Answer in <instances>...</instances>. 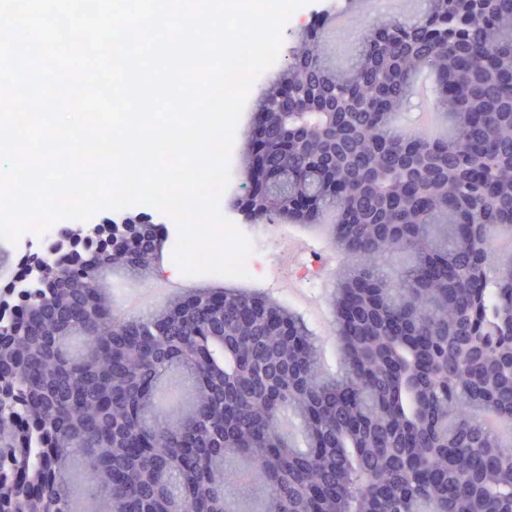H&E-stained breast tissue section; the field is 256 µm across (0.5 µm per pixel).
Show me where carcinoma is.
<instances>
[{"instance_id":"obj_1","label":"carcinoma","mask_w":512,"mask_h":512,"mask_svg":"<svg viewBox=\"0 0 512 512\" xmlns=\"http://www.w3.org/2000/svg\"><path fill=\"white\" fill-rule=\"evenodd\" d=\"M434 76L448 136L400 118ZM288 111L279 110L281 88ZM273 143L255 221L321 223L346 256L329 293L340 360L267 296L196 289L138 318L98 272L159 258L154 227L24 288L3 324L0 454L15 512H512V0H427L368 24L346 68L322 33L263 89ZM241 165L258 168L252 147ZM25 491L19 480L16 463L9 457H0V511L13 512L17 494Z\"/></svg>"}]
</instances>
